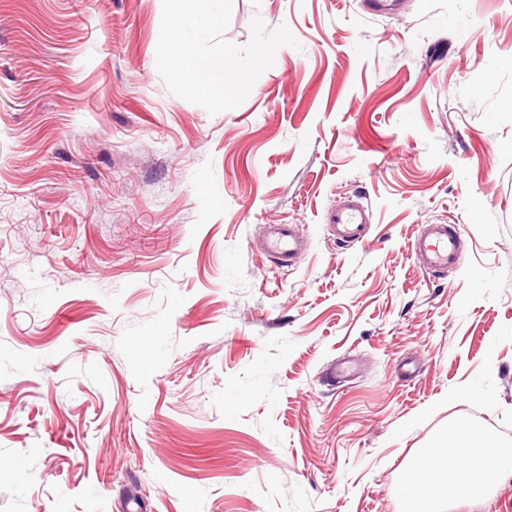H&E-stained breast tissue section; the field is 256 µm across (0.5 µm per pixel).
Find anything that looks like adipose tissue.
<instances>
[{"label": "adipose tissue", "mask_w": 512, "mask_h": 512, "mask_svg": "<svg viewBox=\"0 0 512 512\" xmlns=\"http://www.w3.org/2000/svg\"><path fill=\"white\" fill-rule=\"evenodd\" d=\"M425 459L444 490L420 498L414 512H446L452 499L479 504L493 476L512 475V455L489 454L481 435L465 424L453 427Z\"/></svg>", "instance_id": "ef3b65f1"}]
</instances>
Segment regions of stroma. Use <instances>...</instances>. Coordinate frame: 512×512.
Listing matches in <instances>:
<instances>
[{"instance_id":"obj_1","label":"stroma","mask_w":512,"mask_h":512,"mask_svg":"<svg viewBox=\"0 0 512 512\" xmlns=\"http://www.w3.org/2000/svg\"><path fill=\"white\" fill-rule=\"evenodd\" d=\"M256 15L298 45L212 114L162 0H0V512H401L453 424L512 453V0H233L226 39ZM327 223L338 242L353 244L362 239L369 228L370 211L362 198L346 197L328 212ZM264 245L268 252L281 258L292 259L303 249L304 240L291 225L281 224L266 238ZM415 248L421 257L423 269L429 272L448 270L463 261L459 236L450 224H428Z\"/></svg>"}]
</instances>
